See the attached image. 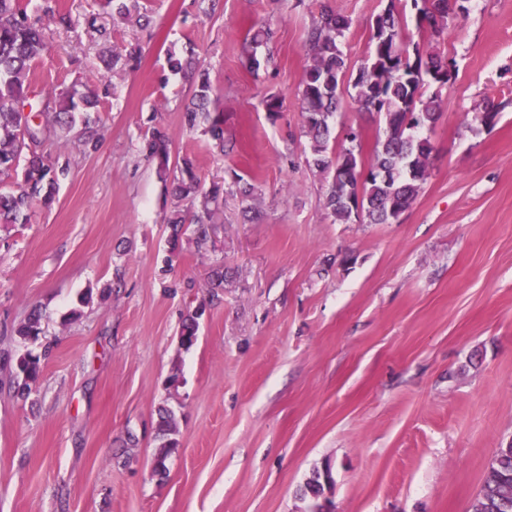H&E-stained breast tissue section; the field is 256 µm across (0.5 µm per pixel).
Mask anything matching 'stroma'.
<instances>
[{
    "label": "stroma",
    "instance_id": "35a3bbf8",
    "mask_svg": "<svg viewBox=\"0 0 512 512\" xmlns=\"http://www.w3.org/2000/svg\"><path fill=\"white\" fill-rule=\"evenodd\" d=\"M140 4L146 30L113 22L101 0H64L72 27L47 24L33 65L51 91L97 85L103 51L141 56L98 107L97 150L52 146L71 160L53 203L0 225V357L47 354L25 400L0 360V512H303L298 488L326 460L336 512H470L512 443V0H471L439 41L457 76L430 175L393 224L327 217L296 100L321 5L349 18L354 68L387 0H219L208 14L191 0ZM91 18L103 36L89 35ZM255 24L275 30L277 63L256 74L243 47ZM189 42L236 144L225 156L183 123L193 85L169 75L165 54ZM271 92L285 101L274 122L261 106ZM352 95L341 91L330 143L352 127L372 149L378 124ZM153 126L172 155L195 158L203 185L256 176L263 222L244 223L225 197L208 245L188 230L171 255L170 198L141 152ZM35 305L44 333L28 346L15 330ZM199 307L183 349L181 321ZM162 406L179 447L161 479Z\"/></svg>",
    "mask_w": 512,
    "mask_h": 512
}]
</instances>
